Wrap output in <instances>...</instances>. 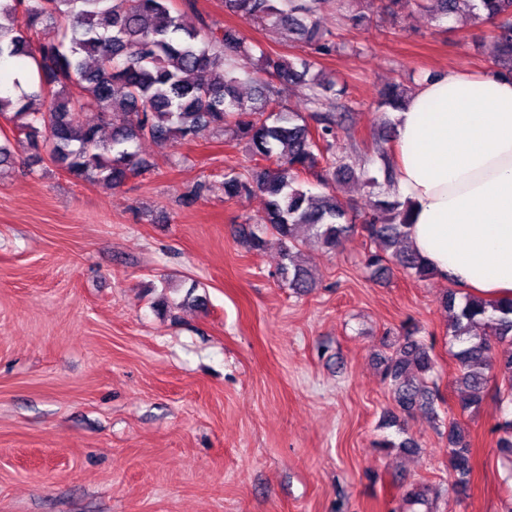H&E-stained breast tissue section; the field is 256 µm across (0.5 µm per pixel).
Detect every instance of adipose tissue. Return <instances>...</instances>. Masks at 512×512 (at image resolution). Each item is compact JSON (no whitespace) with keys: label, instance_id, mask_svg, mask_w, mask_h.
<instances>
[{"label":"adipose tissue","instance_id":"obj_1","mask_svg":"<svg viewBox=\"0 0 512 512\" xmlns=\"http://www.w3.org/2000/svg\"><path fill=\"white\" fill-rule=\"evenodd\" d=\"M389 119L411 247L472 294L512 295V76L449 69Z\"/></svg>","mask_w":512,"mask_h":512}]
</instances>
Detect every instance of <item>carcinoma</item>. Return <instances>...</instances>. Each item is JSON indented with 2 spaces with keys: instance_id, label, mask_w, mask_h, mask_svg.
Masks as SVG:
<instances>
[{
  "instance_id": "cac0c4a2",
  "label": "carcinoma",
  "mask_w": 512,
  "mask_h": 512,
  "mask_svg": "<svg viewBox=\"0 0 512 512\" xmlns=\"http://www.w3.org/2000/svg\"><path fill=\"white\" fill-rule=\"evenodd\" d=\"M171 0H0V65L32 60L36 81L31 92L15 98L0 94V116L13 113L16 143L38 153L76 180L121 186L140 174L145 161L140 141L163 145L173 138L191 140L209 127L238 145L245 144L255 164L243 172H224V196L232 200L259 193L264 215L254 227H239L240 241L260 250L266 236L280 244L282 262L277 277L298 295L315 288L310 269L301 258L299 229L333 252L359 231L375 249L364 265L381 276L400 267L418 280L433 270L413 250L391 247L405 241L409 208L399 199L393 160L379 155L377 171L364 169L361 179L375 195L372 212L356 226L332 185L356 174L354 163L333 152L347 120V106L314 116L308 123L298 112L282 106L288 88L302 84L307 101L319 103L334 84L310 76L316 58L336 50L317 20L320 0H225L232 13L261 26H285L296 41L309 48L287 60L264 50L254 54L232 27L203 30L174 14ZM432 19L451 18L459 4L475 19L496 20L488 50L512 75V0H431ZM275 76L277 83H259L243 97L239 86L255 82L254 70ZM335 91V90H333ZM339 99L346 89L335 91ZM405 89L387 85L380 93L382 112L402 109ZM94 110L107 124L120 114L104 138L100 126L86 124L82 113ZM268 161L259 165L256 160ZM311 174L328 191L314 194L304 188L302 175ZM448 311V336L458 345L453 353L461 410L475 411L490 382L512 404V350L491 360L495 348L512 347V297L484 299L450 287L442 297ZM413 327L389 345L380 358L381 377L396 410L383 414L384 427H399L405 438L385 439L384 448L414 453L417 441L408 434L405 419L420 411L439 422L434 345L415 336ZM496 446L512 462V420L498 424ZM448 478L456 499L469 495L472 482V439L458 422H448Z\"/></svg>"
}]
</instances>
